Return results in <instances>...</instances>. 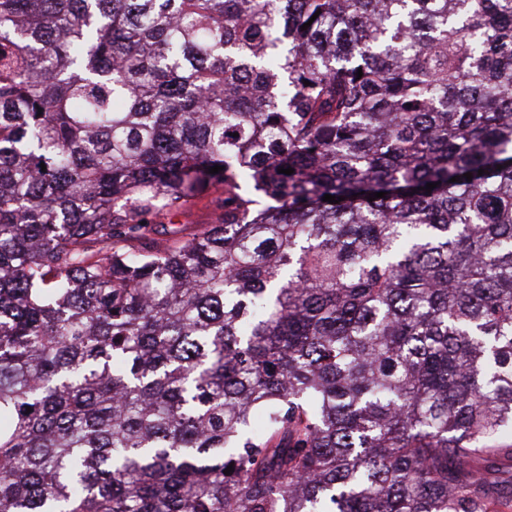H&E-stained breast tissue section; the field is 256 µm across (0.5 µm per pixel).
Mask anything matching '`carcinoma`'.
<instances>
[{
	"label": "carcinoma",
	"mask_w": 512,
	"mask_h": 512,
	"mask_svg": "<svg viewBox=\"0 0 512 512\" xmlns=\"http://www.w3.org/2000/svg\"><path fill=\"white\" fill-rule=\"evenodd\" d=\"M504 461L512 0H0V512H509ZM222 209L224 210V185L215 184L183 209L173 211L161 219L164 224H153L152 228L159 232V235L152 233L150 236L182 238L201 232L213 222ZM164 228L167 234L164 233ZM172 230H177L178 234H169Z\"/></svg>",
	"instance_id": "cac0c4a2"
}]
</instances>
